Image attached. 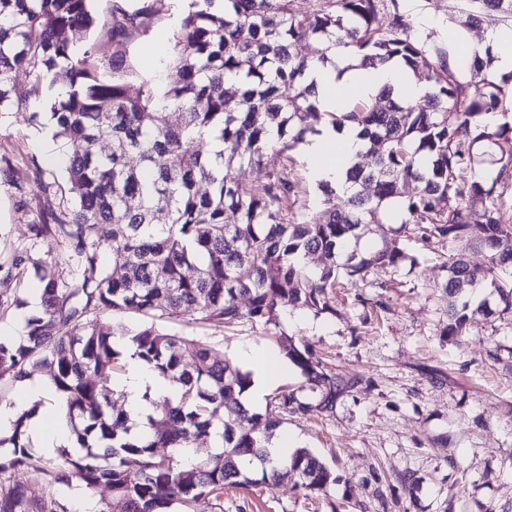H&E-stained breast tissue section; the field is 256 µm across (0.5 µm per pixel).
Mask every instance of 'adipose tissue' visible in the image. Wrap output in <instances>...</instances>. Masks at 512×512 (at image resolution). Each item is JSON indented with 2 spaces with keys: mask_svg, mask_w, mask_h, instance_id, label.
<instances>
[{
  "mask_svg": "<svg viewBox=\"0 0 512 512\" xmlns=\"http://www.w3.org/2000/svg\"><path fill=\"white\" fill-rule=\"evenodd\" d=\"M322 108L333 111L342 104L340 95L343 89H352L356 96L371 99L382 87L389 86L393 94L402 100L421 98L426 89L405 77L397 66L355 67L339 71L331 66L316 70L313 75ZM361 142L354 131L340 132L323 128L321 133L307 136L301 151L308 163V174L312 182L343 184L347 167L356 160ZM244 358L252 374V384L245 398L246 404L260 401L265 393L276 386L284 375L283 367L276 362L270 351L252 348ZM116 388L125 394V407L130 416L137 420L145 419L153 410L152 404L165 397L173 396L172 385L162 382L156 375L142 366L137 360H130L124 378ZM34 448L50 453L55 448L69 444L70 431L64 411L51 413L50 417H33L29 430Z\"/></svg>",
  "mask_w": 512,
  "mask_h": 512,
  "instance_id": "ef3b65f1",
  "label": "adipose tissue"
}]
</instances>
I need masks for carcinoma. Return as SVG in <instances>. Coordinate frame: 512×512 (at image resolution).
Instances as JSON below:
<instances>
[{"instance_id":"1","label":"carcinoma","mask_w":512,"mask_h":512,"mask_svg":"<svg viewBox=\"0 0 512 512\" xmlns=\"http://www.w3.org/2000/svg\"><path fill=\"white\" fill-rule=\"evenodd\" d=\"M90 2L0 0V115L30 111L14 95L18 72L61 89L44 109L67 147L69 185L68 198L46 203L40 222L29 225L32 245H47L42 255L26 249L0 265V309L24 305L11 284L29 269L43 283V311L27 320L26 338L0 340V383L49 372L73 436V447L56 456L37 455L28 428L43 401L16 416L0 434V447L11 448L0 456V512H70L29 494L15 480L19 471L48 484L104 488L98 512H200L203 504L224 512V489L289 477L307 492L325 493L336 476L310 450L272 456L280 421L244 403L250 372L218 355L209 337L181 335L164 323L193 315L202 324L262 328L323 388L324 409L343 380L310 348L292 344L281 317L331 310L342 280L357 284L375 269L419 264L392 242L395 215L419 226L424 242L448 243L440 254L442 288L460 297L448 312V338L492 312V297L512 308V224L500 222L501 211L512 208V122L483 120L505 108L512 69L496 82L464 79L454 50L412 36L402 15H387L386 0H312L305 14L290 0H224L221 11L212 10L214 0H190L163 90L144 78L131 94L120 33L81 50L70 39L94 26ZM462 2L469 24L492 16L512 27V0ZM303 42L306 55L295 51ZM340 48L350 68L400 64L425 94L405 102L385 88L383 106L353 98L342 111L320 109L308 77L335 64ZM497 61L488 45L474 52L469 71L481 75ZM106 69L110 81L100 78ZM348 125L374 166L354 162L343 186L318 184L317 210H300L299 145L322 127ZM103 140L111 144L105 154L97 150ZM203 142L222 148L203 153L196 149ZM269 150L283 155L282 164L254 184L240 181L236 171L262 166ZM465 170L470 177L462 179ZM369 234L374 245L359 250ZM461 240L486 252L488 264L471 265L455 250ZM102 251L112 253L110 270L100 263ZM311 253L324 258L314 274L301 262ZM101 313L112 314V323L98 322ZM128 313L142 322L125 324ZM130 358L177 387L163 412L142 423L113 388ZM271 403L285 416L312 409L288 390ZM216 429L218 451L187 460L195 442ZM129 458L138 463L134 471Z\"/></svg>"}]
</instances>
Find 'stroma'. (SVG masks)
<instances>
[{"label": "stroma", "instance_id": "35a3bbf8", "mask_svg": "<svg viewBox=\"0 0 512 512\" xmlns=\"http://www.w3.org/2000/svg\"><path fill=\"white\" fill-rule=\"evenodd\" d=\"M138 12L127 34V80L138 88L164 61L156 42L173 37L187 0H125ZM412 35L431 45L462 49L481 41L479 27L451 21L457 0H397ZM63 142L45 115L0 117V264L28 247L42 182L67 193ZM412 271L374 273L337 293L331 311L289 313L284 328L297 346H311L350 387L319 409L296 367L279 390L296 391L309 413L282 423L295 447L315 452L338 481L328 493L305 495L295 480L224 493V512H512V311L478 317L466 336L442 334L456 299L442 283L438 253ZM186 335L211 337L219 352L239 358L265 344L262 330L174 323Z\"/></svg>", "mask_w": 512, "mask_h": 512}]
</instances>
